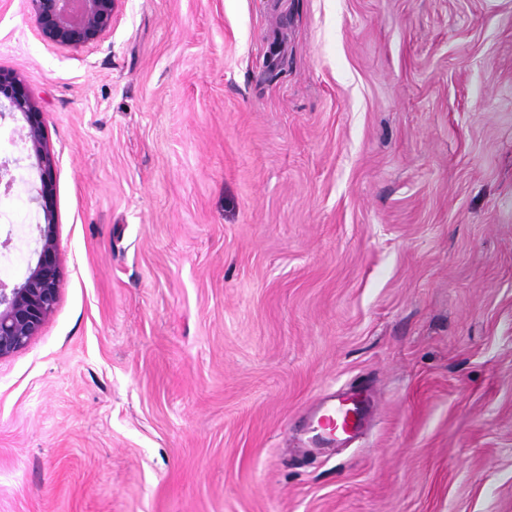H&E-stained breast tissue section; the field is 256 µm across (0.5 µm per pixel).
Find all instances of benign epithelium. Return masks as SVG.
I'll return each instance as SVG.
<instances>
[{
    "instance_id": "benign-epithelium-1",
    "label": "benign epithelium",
    "mask_w": 512,
    "mask_h": 512,
    "mask_svg": "<svg viewBox=\"0 0 512 512\" xmlns=\"http://www.w3.org/2000/svg\"><path fill=\"white\" fill-rule=\"evenodd\" d=\"M41 41L78 49L99 42L111 29L116 0H30ZM24 121V138L40 186L30 198L43 222L37 224L32 257L20 281L0 278V359L24 349L59 302L62 279L55 214V160L47 145L43 113L21 79L0 72V126ZM19 159L0 149V196L13 193Z\"/></svg>"
}]
</instances>
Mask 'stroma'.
<instances>
[{
  "label": "stroma",
  "instance_id": "obj_1",
  "mask_svg": "<svg viewBox=\"0 0 512 512\" xmlns=\"http://www.w3.org/2000/svg\"><path fill=\"white\" fill-rule=\"evenodd\" d=\"M0 69L62 267L0 512H512V0H118L78 50L0 0ZM367 390L340 388L324 394L308 415V443L319 448H340L358 437L369 417Z\"/></svg>",
  "mask_w": 512,
  "mask_h": 512
}]
</instances>
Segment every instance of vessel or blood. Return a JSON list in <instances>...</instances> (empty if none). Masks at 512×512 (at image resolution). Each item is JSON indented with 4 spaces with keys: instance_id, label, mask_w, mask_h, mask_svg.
<instances>
[{
    "instance_id": "obj_1",
    "label": "vessel or blood",
    "mask_w": 512,
    "mask_h": 512,
    "mask_svg": "<svg viewBox=\"0 0 512 512\" xmlns=\"http://www.w3.org/2000/svg\"><path fill=\"white\" fill-rule=\"evenodd\" d=\"M371 398L360 388H341L324 394L308 415L310 444L339 448L360 434L369 417Z\"/></svg>"
}]
</instances>
